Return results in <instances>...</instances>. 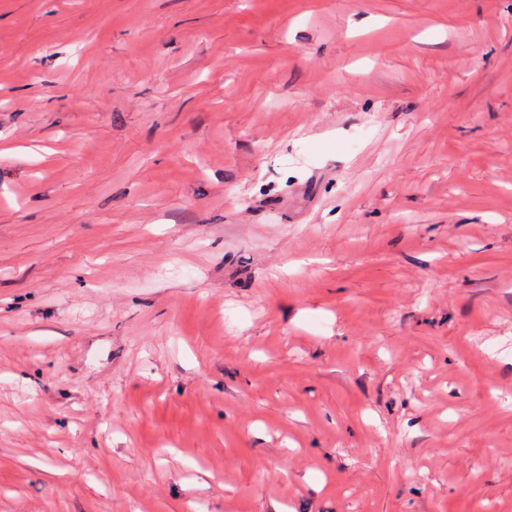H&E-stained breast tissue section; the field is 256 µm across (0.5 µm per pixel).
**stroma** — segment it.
I'll return each instance as SVG.
<instances>
[{"instance_id":"1","label":"stroma","mask_w":512,"mask_h":512,"mask_svg":"<svg viewBox=\"0 0 512 512\" xmlns=\"http://www.w3.org/2000/svg\"><path fill=\"white\" fill-rule=\"evenodd\" d=\"M512 512V0H0V512Z\"/></svg>"}]
</instances>
